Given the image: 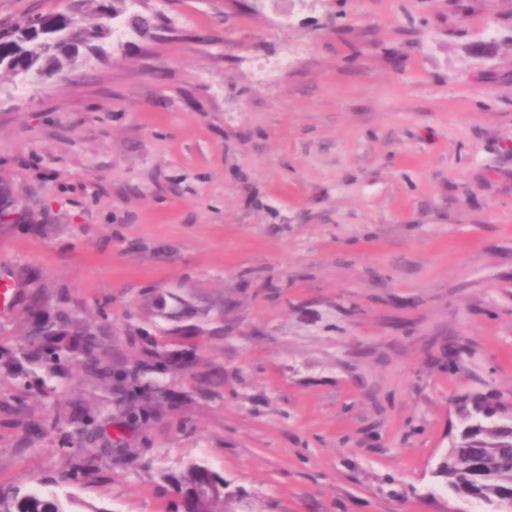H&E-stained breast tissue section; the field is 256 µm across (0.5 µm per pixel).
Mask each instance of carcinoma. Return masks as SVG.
Returning a JSON list of instances; mask_svg holds the SVG:
<instances>
[{"mask_svg":"<svg viewBox=\"0 0 512 512\" xmlns=\"http://www.w3.org/2000/svg\"><path fill=\"white\" fill-rule=\"evenodd\" d=\"M90 0H67L54 12L36 13L0 33V81L39 80L83 65L86 56L79 54L78 42H103L112 35L115 21L125 14L128 0H101L92 14H87ZM16 276L28 294L24 321L12 332L23 337L24 345L0 349V365L12 370L16 378H34L46 396L58 391L57 381L74 367L94 383L97 397L81 400L79 412L58 411L50 419L55 428L72 429L79 448L78 466L99 467L112 453L107 425L112 422V407H126L132 424L147 425L155 412L168 401L169 389L164 375L186 366L188 355L172 350L179 337L177 330L159 328L162 340L143 346L137 338L130 340L135 350L132 358L117 367L112 363V343L105 328L80 314L72 300L61 293L45 291L41 278L26 267ZM154 313L169 317V301L183 299L174 293L155 300L148 294ZM487 398L468 396L458 404L461 423L450 448L441 457L435 476L459 495L476 494L475 500L495 508V512H512V424H501L484 416ZM181 512H224V501L203 502L199 487L224 478L207 465L192 462L171 477ZM33 492L22 497L13 493V485H0V512H71L73 499H65L47 485L31 481Z\"/></svg>","mask_w":512,"mask_h":512,"instance_id":"obj_1","label":"carcinoma"}]
</instances>
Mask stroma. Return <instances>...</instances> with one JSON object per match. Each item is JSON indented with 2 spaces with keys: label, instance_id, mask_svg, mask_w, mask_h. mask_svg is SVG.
<instances>
[{
  "label": "stroma",
  "instance_id": "obj_1",
  "mask_svg": "<svg viewBox=\"0 0 512 512\" xmlns=\"http://www.w3.org/2000/svg\"><path fill=\"white\" fill-rule=\"evenodd\" d=\"M468 2L132 0L157 29L0 81V175L55 226L0 225V267L118 355L148 291L229 303L76 512H170L199 460L224 512H489L434 475L455 396L512 401V0ZM17 387L0 369V484L76 455Z\"/></svg>",
  "mask_w": 512,
  "mask_h": 512
}]
</instances>
